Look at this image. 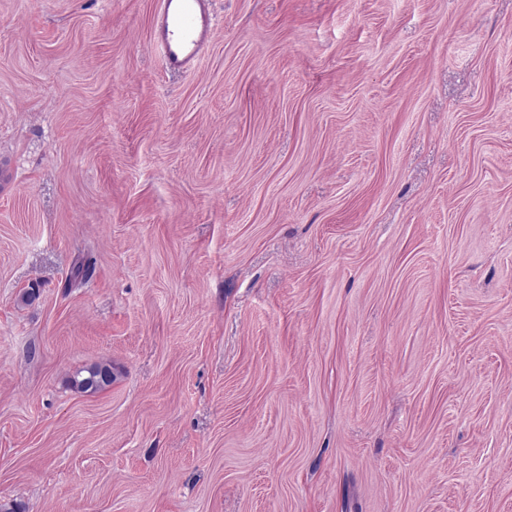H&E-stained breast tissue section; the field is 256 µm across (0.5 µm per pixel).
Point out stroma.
I'll list each match as a JSON object with an SVG mask.
<instances>
[{
    "mask_svg": "<svg viewBox=\"0 0 512 512\" xmlns=\"http://www.w3.org/2000/svg\"><path fill=\"white\" fill-rule=\"evenodd\" d=\"M157 3L0 0V504L512 512V0ZM213 0H160L153 42L169 73H184L202 57L215 35ZM113 380L111 364L94 363L76 372L71 383L81 392H97L111 386Z\"/></svg>",
    "mask_w": 512,
    "mask_h": 512,
    "instance_id": "obj_1",
    "label": "stroma"
}]
</instances>
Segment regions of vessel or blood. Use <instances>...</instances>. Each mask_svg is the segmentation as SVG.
Listing matches in <instances>:
<instances>
[{
    "label": "vessel or blood",
    "mask_w": 512,
    "mask_h": 512,
    "mask_svg": "<svg viewBox=\"0 0 512 512\" xmlns=\"http://www.w3.org/2000/svg\"><path fill=\"white\" fill-rule=\"evenodd\" d=\"M212 0H160L153 42L167 72L184 73L202 57L215 35Z\"/></svg>",
    "instance_id": "b4317fda"
}]
</instances>
